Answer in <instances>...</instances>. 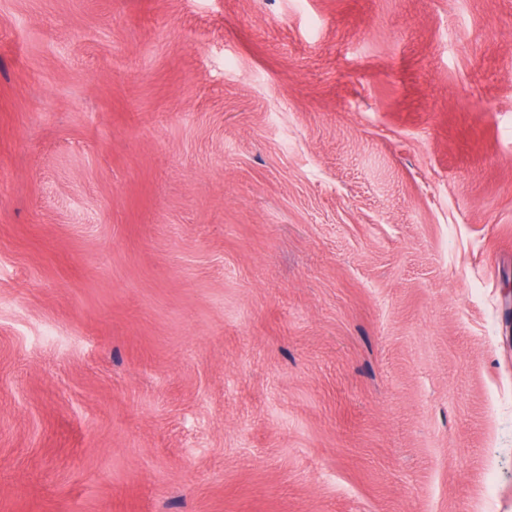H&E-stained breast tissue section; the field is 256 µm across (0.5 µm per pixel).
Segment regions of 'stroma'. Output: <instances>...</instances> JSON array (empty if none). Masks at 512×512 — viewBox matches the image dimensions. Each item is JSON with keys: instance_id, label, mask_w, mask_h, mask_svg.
I'll list each match as a JSON object with an SVG mask.
<instances>
[{"instance_id": "35a3bbf8", "label": "stroma", "mask_w": 512, "mask_h": 512, "mask_svg": "<svg viewBox=\"0 0 512 512\" xmlns=\"http://www.w3.org/2000/svg\"><path fill=\"white\" fill-rule=\"evenodd\" d=\"M0 512H512V0H0Z\"/></svg>"}]
</instances>
